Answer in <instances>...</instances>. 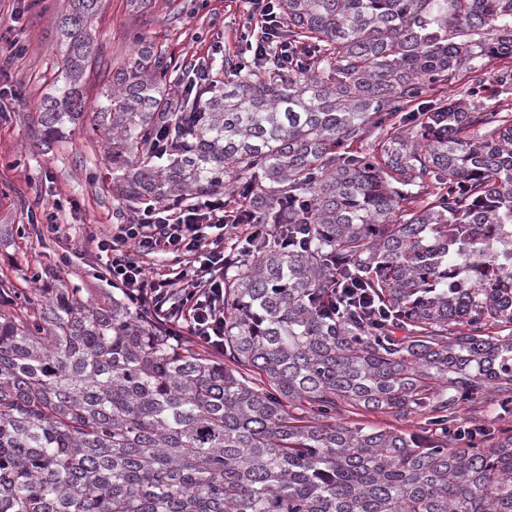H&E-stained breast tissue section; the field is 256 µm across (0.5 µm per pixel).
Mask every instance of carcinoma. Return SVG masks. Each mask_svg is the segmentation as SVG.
<instances>
[{"label":"carcinoma","mask_w":512,"mask_h":512,"mask_svg":"<svg viewBox=\"0 0 512 512\" xmlns=\"http://www.w3.org/2000/svg\"><path fill=\"white\" fill-rule=\"evenodd\" d=\"M101 0L58 21L63 83L43 136L87 109ZM251 65L188 80L139 47L95 112L117 198L227 197L282 236L224 271V354L199 349L119 291L4 298L0 512H512V434L460 412L512 404V113L475 101L512 56V0H281ZM466 97L448 98L461 72ZM168 123L183 142L162 155ZM376 324L333 306L336 275ZM416 415L415 435L336 421Z\"/></svg>","instance_id":"cac0c4a2"}]
</instances>
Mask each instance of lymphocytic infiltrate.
Wrapping results in <instances>:
<instances>
[{"label":"lymphocytic infiltrate","instance_id":"lymphocytic-infiltrate-1","mask_svg":"<svg viewBox=\"0 0 512 512\" xmlns=\"http://www.w3.org/2000/svg\"><path fill=\"white\" fill-rule=\"evenodd\" d=\"M216 237H209L210 229ZM224 200L206 199L177 207L147 205L136 220L93 233L87 247L106 257L115 287L149 307L173 331L188 328L211 350L224 349ZM168 253L184 258L171 278H156L142 264L144 256Z\"/></svg>","mask_w":512,"mask_h":512}]
</instances>
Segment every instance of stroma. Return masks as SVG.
Masks as SVG:
<instances>
[{
    "label": "stroma",
    "instance_id": "1",
    "mask_svg": "<svg viewBox=\"0 0 512 512\" xmlns=\"http://www.w3.org/2000/svg\"><path fill=\"white\" fill-rule=\"evenodd\" d=\"M68 0H0V286H67L100 300L113 288L89 234L126 220L107 172L108 145L93 113L59 140L41 138L37 105L56 78L61 35L57 19ZM248 0H102L94 21L92 60L83 81L88 105L143 42L184 67L204 57L213 68L241 59ZM55 214L47 226L46 214ZM40 282H33V275Z\"/></svg>",
    "mask_w": 512,
    "mask_h": 512
}]
</instances>
